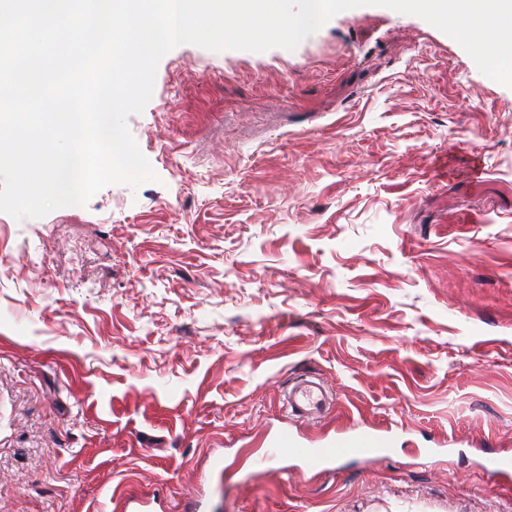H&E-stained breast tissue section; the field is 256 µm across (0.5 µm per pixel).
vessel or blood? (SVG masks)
Returning a JSON list of instances; mask_svg holds the SVG:
<instances>
[{
    "label": "vessel or blood",
    "mask_w": 512,
    "mask_h": 512,
    "mask_svg": "<svg viewBox=\"0 0 512 512\" xmlns=\"http://www.w3.org/2000/svg\"><path fill=\"white\" fill-rule=\"evenodd\" d=\"M327 404L328 395L324 386L304 380L289 391L285 408L295 417L313 420L323 414ZM395 446L393 434L385 429L344 432L330 439L314 440H304L284 431L252 457L251 469L258 475L272 465L291 460L317 470L344 457L372 463L389 457ZM485 470L494 484L512 480V456L505 455L488 460Z\"/></svg>",
    "instance_id": "b4317fda"
}]
</instances>
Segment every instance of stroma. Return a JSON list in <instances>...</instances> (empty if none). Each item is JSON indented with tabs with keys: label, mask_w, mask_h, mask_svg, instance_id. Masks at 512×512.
Wrapping results in <instances>:
<instances>
[{
	"label": "stroma",
	"mask_w": 512,
	"mask_h": 512,
	"mask_svg": "<svg viewBox=\"0 0 512 512\" xmlns=\"http://www.w3.org/2000/svg\"><path fill=\"white\" fill-rule=\"evenodd\" d=\"M127 126L157 181L0 212V512H512L479 470L512 451V88L362 6L292 51L175 47ZM306 376L334 405L292 423ZM287 425L397 446L249 477Z\"/></svg>",
	"instance_id": "1"
}]
</instances>
